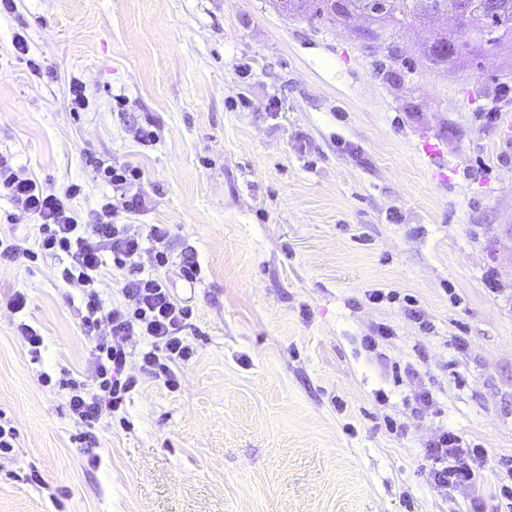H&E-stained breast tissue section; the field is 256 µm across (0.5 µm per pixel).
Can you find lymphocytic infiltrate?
I'll use <instances>...</instances> for the list:
<instances>
[{
  "label": "lymphocytic infiltrate",
  "instance_id": "lymphocytic-infiltrate-1",
  "mask_svg": "<svg viewBox=\"0 0 512 512\" xmlns=\"http://www.w3.org/2000/svg\"><path fill=\"white\" fill-rule=\"evenodd\" d=\"M0 192L39 225L35 242L0 240V256L65 259L62 278L81 293L82 331L95 341V385L87 387L75 378L61 383L76 424L91 429L122 409L132 388L127 373L131 358L139 359L143 373L175 384L177 365L193 355L186 339L192 310L173 293L167 272L178 266L180 277L193 284L201 268L191 260L174 264L165 225L119 223V211L134 213L146 207L145 196L130 195L118 208L105 202L96 223L82 224L71 208L75 187L55 190L20 176L1 155ZM146 253L154 267L147 275L142 273L140 262ZM108 270L122 278L121 300L115 305L105 302L100 288ZM424 456L432 463L430 473L435 483L443 487L473 484L477 468L487 461L484 448L446 430L426 446Z\"/></svg>",
  "mask_w": 512,
  "mask_h": 512
}]
</instances>
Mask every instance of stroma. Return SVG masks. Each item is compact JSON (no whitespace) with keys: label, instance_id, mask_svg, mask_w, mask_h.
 Masks as SVG:
<instances>
[{"label":"stroma","instance_id":"stroma-1","mask_svg":"<svg viewBox=\"0 0 512 512\" xmlns=\"http://www.w3.org/2000/svg\"><path fill=\"white\" fill-rule=\"evenodd\" d=\"M367 25L271 0L0 4V154L80 185L83 224L112 194L95 162L139 168L130 222L202 269L173 281L193 308L177 386L131 363L126 424L81 441L55 385L89 376L79 292L62 261L0 263V297L27 295L0 308V512H512V52L435 66L453 17L376 47ZM382 325L381 362L363 339ZM444 428L487 449L475 489L434 484ZM273 0L274 6L281 11L297 15L307 22L342 24L344 18L338 10L337 0Z\"/></svg>","mask_w":512,"mask_h":512}]
</instances>
